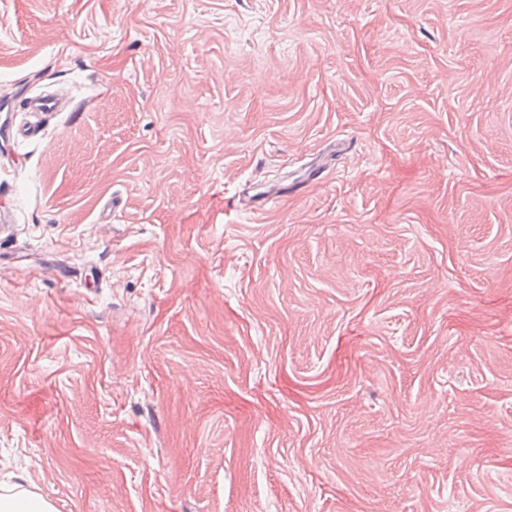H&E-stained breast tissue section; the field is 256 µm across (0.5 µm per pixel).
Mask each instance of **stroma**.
I'll use <instances>...</instances> for the list:
<instances>
[{"mask_svg": "<svg viewBox=\"0 0 512 512\" xmlns=\"http://www.w3.org/2000/svg\"><path fill=\"white\" fill-rule=\"evenodd\" d=\"M0 125V480L512 512V0H0Z\"/></svg>", "mask_w": 512, "mask_h": 512, "instance_id": "stroma-1", "label": "stroma"}]
</instances>
